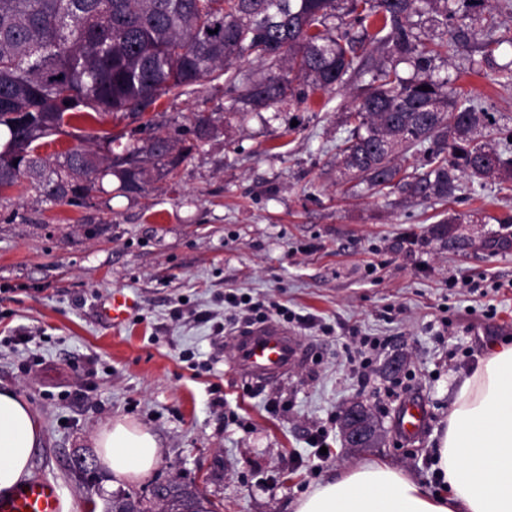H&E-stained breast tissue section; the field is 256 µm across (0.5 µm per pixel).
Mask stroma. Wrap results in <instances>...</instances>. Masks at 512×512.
I'll return each instance as SVG.
<instances>
[{
	"label": "stroma",
	"instance_id": "stroma-1",
	"mask_svg": "<svg viewBox=\"0 0 512 512\" xmlns=\"http://www.w3.org/2000/svg\"><path fill=\"white\" fill-rule=\"evenodd\" d=\"M466 57L444 66L453 89L512 127V87L493 80L504 54L478 72ZM362 82L254 112L239 89L207 77L141 117L71 122L46 148L60 152L103 130L130 144L159 133L174 148L192 144L172 174L150 173L145 192H124L115 179L85 205L0 194V388L37 415L30 475L60 486L65 512H109L113 496L146 500L173 478L216 512H290L309 486L373 460L440 491L431 450L454 389L512 338V224L498 222L512 214V192L467 182L454 200L415 203L342 176L336 143ZM197 112L213 118L202 139ZM458 213L490 221L457 225L468 243L452 248L435 227ZM463 277L477 292L450 287ZM231 291L314 318L287 325L308 363L276 383L236 374ZM116 295L132 303L119 324L103 313ZM360 336L382 342L366 370L350 351ZM397 361L402 369L391 372ZM408 392L427 411L425 431L410 441L396 432ZM356 401L369 406L381 441L352 451L341 424ZM118 418L158 441L146 478L119 480L95 463L97 432ZM321 429L323 461L312 443ZM81 458L95 463L82 477Z\"/></svg>",
	"mask_w": 512,
	"mask_h": 512
}]
</instances>
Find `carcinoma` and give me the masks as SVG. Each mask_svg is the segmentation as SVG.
Segmentation results:
<instances>
[{
    "label": "carcinoma",
    "mask_w": 512,
    "mask_h": 512,
    "mask_svg": "<svg viewBox=\"0 0 512 512\" xmlns=\"http://www.w3.org/2000/svg\"><path fill=\"white\" fill-rule=\"evenodd\" d=\"M489 0H0V144L18 151L0 157V192L28 185L46 200L74 204L101 190L107 176L130 192L144 190L142 156L158 172L177 164L168 137L127 145L102 168L81 145L42 155L43 139L69 120L123 112L141 116L161 96L214 72L241 81L234 65L256 60L267 75L246 79L244 104L252 108L285 100L305 102L331 92L365 71L371 78L346 116L348 136L336 145L343 174L371 189L395 186L414 202H446L461 179L512 180V131L497 147L485 139L491 113L448 80L435 76L436 61L458 54L476 30L492 32ZM427 17L436 38L414 17ZM341 24L333 34L327 20ZM374 44L385 56L371 68L363 57ZM430 90L423 91L421 87ZM88 101L77 112L60 102ZM422 154V171L400 175V151ZM452 214L438 237L460 242ZM165 512H209L199 492L176 479L168 483ZM112 512H146L141 500L112 497Z\"/></svg>",
    "instance_id": "cac0c4a2"
}]
</instances>
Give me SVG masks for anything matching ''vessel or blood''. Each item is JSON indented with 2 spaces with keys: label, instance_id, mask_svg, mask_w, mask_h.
Masks as SVG:
<instances>
[{
  "label": "vessel or blood",
  "instance_id": "b4317fda",
  "mask_svg": "<svg viewBox=\"0 0 512 512\" xmlns=\"http://www.w3.org/2000/svg\"><path fill=\"white\" fill-rule=\"evenodd\" d=\"M308 358L287 329L266 320L238 331L232 339V366L247 380L268 383L287 379ZM426 423V410L420 397H405L400 405L396 426L400 436L417 437ZM0 512H64L59 486L37 477L10 493L0 492Z\"/></svg>",
  "mask_w": 512,
  "mask_h": 512
}]
</instances>
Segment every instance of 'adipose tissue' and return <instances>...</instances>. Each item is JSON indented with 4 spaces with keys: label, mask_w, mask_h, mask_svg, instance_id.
<instances>
[{
    "label": "adipose tissue",
    "mask_w": 512,
    "mask_h": 512,
    "mask_svg": "<svg viewBox=\"0 0 512 512\" xmlns=\"http://www.w3.org/2000/svg\"><path fill=\"white\" fill-rule=\"evenodd\" d=\"M41 435L30 406L0 389V490L28 476ZM95 443L100 465L121 480L146 477L159 460L155 436L126 419L102 427ZM433 460L447 493L371 461L311 486L292 512H512V341L496 344L456 388Z\"/></svg>",
    "instance_id": "ef3b65f1"
}]
</instances>
